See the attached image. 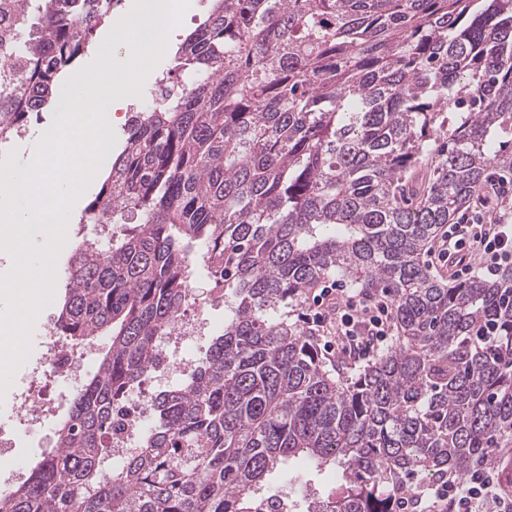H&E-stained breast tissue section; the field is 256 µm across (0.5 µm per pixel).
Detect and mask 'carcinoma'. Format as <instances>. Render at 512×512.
I'll return each mask as SVG.
<instances>
[{"instance_id": "carcinoma-1", "label": "carcinoma", "mask_w": 512, "mask_h": 512, "mask_svg": "<svg viewBox=\"0 0 512 512\" xmlns=\"http://www.w3.org/2000/svg\"><path fill=\"white\" fill-rule=\"evenodd\" d=\"M135 113L80 218L55 332L104 345L56 445L0 512H279L268 476L342 469L315 512H400L412 480L512 453V270L455 285L421 257L493 177L512 176V0H211ZM121 0H0L24 21L0 84V144L56 101ZM204 275L224 333L173 389L122 471L112 412L157 365ZM334 276L387 292L395 344L326 368L288 309Z\"/></svg>"}]
</instances>
